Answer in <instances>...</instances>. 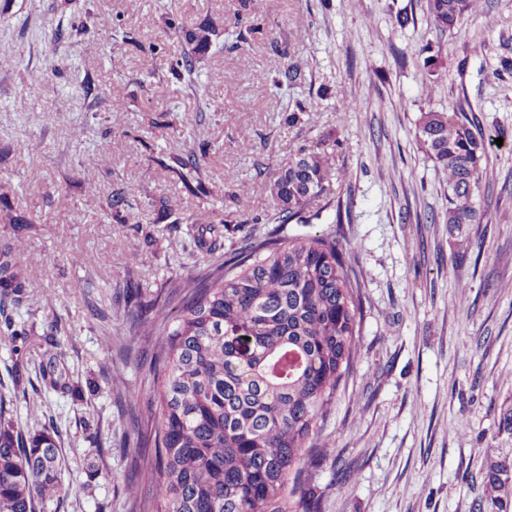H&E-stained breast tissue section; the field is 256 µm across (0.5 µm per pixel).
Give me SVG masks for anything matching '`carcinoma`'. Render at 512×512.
I'll return each mask as SVG.
<instances>
[{"label": "carcinoma", "instance_id": "obj_1", "mask_svg": "<svg viewBox=\"0 0 512 512\" xmlns=\"http://www.w3.org/2000/svg\"><path fill=\"white\" fill-rule=\"evenodd\" d=\"M426 11L442 32L470 18L496 25L482 0H426ZM183 35L187 53L168 73L189 84L220 31L208 21ZM301 75L300 62L290 59L265 86L294 85ZM417 134L447 190L446 223H481L474 198L490 140L473 131L460 104L421 113ZM336 146L322 139L300 147L270 180L279 223H305L315 198L333 202V185L340 181ZM110 155L106 140L86 162L106 169ZM155 162L190 193H206L195 152ZM190 223L213 232L227 220L203 209ZM24 248L17 238L0 249V312L28 287L14 262ZM178 288L181 310L160 334L157 301L136 287L128 294L134 325L161 336L152 427L134 442L155 450L157 512H314L296 496L297 486L321 457L314 439L353 367L360 336L357 284L339 243L328 235L284 239L272 233ZM243 337L250 342L246 355ZM511 468L487 463L496 492L490 512L512 508ZM71 491L61 481L54 429L44 424L25 437L0 402V512H34L36 501Z\"/></svg>", "mask_w": 512, "mask_h": 512}]
</instances>
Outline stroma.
Instances as JSON below:
<instances>
[{
	"mask_svg": "<svg viewBox=\"0 0 512 512\" xmlns=\"http://www.w3.org/2000/svg\"><path fill=\"white\" fill-rule=\"evenodd\" d=\"M487 5L494 29L471 19L442 32L425 0H12L0 14V181L15 221L0 223V243L24 237L16 260L30 289L12 309L27 356L0 338V398L22 429L55 428L61 479L75 489L35 512L153 505L155 451L129 439L152 426L159 339L133 331L127 290L170 293L276 230L334 236L363 305L357 357L305 481L316 512H476L488 501L487 461L512 462V69L499 66L512 58V0ZM208 20L223 34L194 87L158 94L146 57L169 66L187 49L178 28ZM430 56L440 64L426 100L418 81ZM292 57L301 79L256 94ZM351 98L358 109L342 111ZM115 99L123 111L111 112ZM456 102L482 133L507 134L483 164L481 223L460 227L445 222V187L416 138L422 111ZM106 136L109 171L84 166ZM325 137L338 142L340 207L314 202L304 223L277 224L267 183ZM201 143L207 192L195 196L156 160ZM230 172L246 195L234 196ZM90 182L101 190L92 205ZM115 193L129 209H109ZM62 194L70 208L58 207ZM172 199L186 216L232 215L213 251L201 250L200 228L165 218ZM34 351L55 355L66 388L46 385ZM17 373L28 400L14 397Z\"/></svg>",
	"mask_w": 512,
	"mask_h": 512,
	"instance_id": "stroma-1",
	"label": "stroma"
}]
</instances>
